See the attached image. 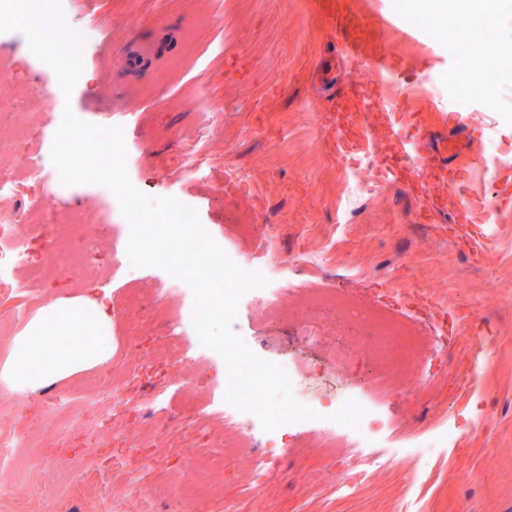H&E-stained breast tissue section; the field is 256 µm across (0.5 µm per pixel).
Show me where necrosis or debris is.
I'll list each match as a JSON object with an SVG mask.
<instances>
[{"label": "necrosis or debris", "mask_w": 512, "mask_h": 512, "mask_svg": "<svg viewBox=\"0 0 512 512\" xmlns=\"http://www.w3.org/2000/svg\"><path fill=\"white\" fill-rule=\"evenodd\" d=\"M94 42L93 30L72 25L67 0H53L49 6L44 0H0V78L9 79L19 57L41 74L35 91L0 95V112L25 110L30 97L35 96L41 103L43 124L58 130L62 109L87 70L86 61ZM22 137L21 126L0 125V196H12L18 184L31 178L42 179L53 193H68V186L55 178L51 144L39 145L23 163H14L12 148ZM41 208L38 198L22 208L0 206V297L13 296L19 284V271L28 264L23 236L37 231L34 217ZM110 217L111 212L105 207L77 212L68 223L50 226L46 260L56 263L63 253L68 257V271L95 276L104 257L97 250L90 229ZM369 320L379 328L377 343L397 372H418L430 341L422 337L414 323L400 320L387 308L373 311ZM277 364L288 376L295 398L316 413L315 418L304 420V427L321 437L350 440L357 448L382 447L387 420L378 408L370 373L358 371L335 379L324 365H301L287 354L280 355ZM227 389V382L218 383L213 391L214 401L223 407L225 417L232 420L248 447L275 446L278 431L263 430L254 413L228 404Z\"/></svg>", "instance_id": "4bbe7bcc"}]
</instances>
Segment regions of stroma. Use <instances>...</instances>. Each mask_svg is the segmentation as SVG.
<instances>
[{
	"label": "stroma",
	"mask_w": 512,
	"mask_h": 512,
	"mask_svg": "<svg viewBox=\"0 0 512 512\" xmlns=\"http://www.w3.org/2000/svg\"><path fill=\"white\" fill-rule=\"evenodd\" d=\"M353 10L390 18L382 35L406 60L413 109L432 137L448 134L434 112L433 94L453 95L479 140L460 158L459 188L483 193L512 188V167L488 181L474 154L512 160V56L499 59L498 95L467 97L471 58L455 38L477 29L474 0H350ZM76 26L96 42L88 74L68 107L100 127L123 126L132 184L158 199L192 204L201 223L230 243L239 260L279 275L298 267L299 285L284 313L256 327L255 351L282 352L329 365L353 356L346 328L334 314L312 312L300 288L344 273V287L363 306L388 307L430 329L448 322L447 350L415 385L393 369L381 377L388 447L375 458L332 445L306 431L280 437L284 454L230 450V419L212 404L222 377L218 362L188 361V340L169 327L182 301L155 268L135 279L85 280L79 295L109 292L118 343L110 363L78 379L14 399L4 438L27 437L28 447L0 461V512H98L101 500L129 512H512V211L487 237L464 228L422 224L417 199L401 185L373 186L355 202L348 222L340 204L347 176L366 161L338 157L328 124L334 106L316 85L331 70L337 82H371L350 70L335 50L318 0H69ZM426 15L429 29L410 36L402 10ZM493 113L497 128L483 136L476 112ZM45 195L40 221L66 223L75 209H112V220L91 233L112 248L122 214L117 198L99 186L77 195L46 196L35 180L12 200ZM251 223L249 237L235 234ZM318 256L319 267L301 268ZM427 294L431 309L418 307ZM122 388L112 401V383ZM172 392L167 409L147 413L151 396ZM98 395L91 421L83 398ZM453 427L457 442L422 455L414 441Z\"/></svg>",
	"instance_id": "stroma-1"
}]
</instances>
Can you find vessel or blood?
<instances>
[{
    "mask_svg": "<svg viewBox=\"0 0 512 512\" xmlns=\"http://www.w3.org/2000/svg\"><path fill=\"white\" fill-rule=\"evenodd\" d=\"M321 10L329 21L331 34L353 67L366 68L376 76L394 78L405 68L402 56L395 53L380 37L378 30L386 19L377 14L351 11L346 0H322ZM403 98L385 101L373 96L368 84L346 83L336 97V151L352 153L367 159L378 155L375 127L388 132L398 131L402 125ZM414 135L397 139L393 150L398 156L395 166L386 167L388 179L398 180L399 170H407L406 190H419L417 217L426 224L437 223L442 213H450V225L478 224L476 209L480 198L464 190L458 195L453 209H446L441 191L455 186L459 156L470 149L472 135L462 120H455L454 131L446 142L432 144L428 130L413 120ZM400 180V179H399Z\"/></svg>",
    "mask_w": 512,
    "mask_h": 512,
    "instance_id": "b4317fda",
    "label": "vessel or blood"
}]
</instances>
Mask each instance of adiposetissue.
I'll return each instance as SVG.
<instances>
[{
	"label": "adipose tissue",
	"mask_w": 512,
	"mask_h": 512,
	"mask_svg": "<svg viewBox=\"0 0 512 512\" xmlns=\"http://www.w3.org/2000/svg\"><path fill=\"white\" fill-rule=\"evenodd\" d=\"M67 328L86 327L97 343L92 347L76 344L56 350L48 341V325ZM112 315L98 302L84 297L61 296L40 307L30 320L12 336L9 349L0 358V387L25 397L38 387L70 380L97 369L112 359ZM41 359L47 366L42 376L28 373L29 361Z\"/></svg>",
	"instance_id": "1"
}]
</instances>
